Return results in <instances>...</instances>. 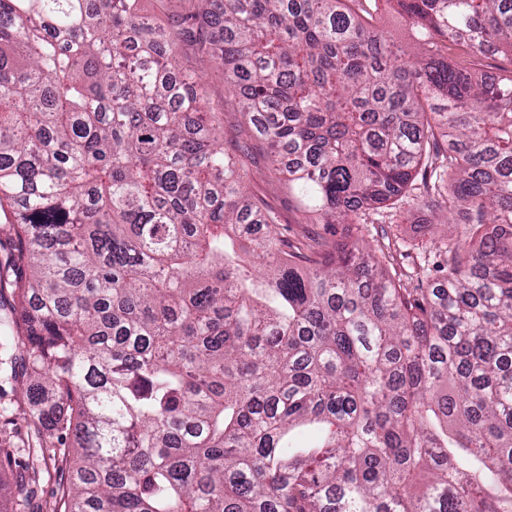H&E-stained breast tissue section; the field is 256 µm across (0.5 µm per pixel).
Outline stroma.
<instances>
[{
	"mask_svg": "<svg viewBox=\"0 0 512 512\" xmlns=\"http://www.w3.org/2000/svg\"><path fill=\"white\" fill-rule=\"evenodd\" d=\"M361 7L370 11L380 31L389 35L406 54H414L416 33L392 5L385 0H363ZM207 91L211 102L224 108L225 144L238 143L245 147L239 160L249 175V192L277 214L280 229L289 241L304 245L325 235L327 225L318 223L316 216L302 212L287 187L271 173L267 147L250 138L238 104L226 93L220 74L208 77ZM335 230L339 240L360 239L392 257L398 272L408 275L407 285L411 288L418 285L414 273L423 272L436 261L442 235L441 226L432 223L429 212L412 203L396 209L384 206L367 211L361 223L340 224ZM23 374L24 369L18 363L13 368L0 369V459L11 454L16 461L15 467L0 468V485L14 488L16 470H26L37 501L51 503L57 493L53 479L57 462L34 456L31 450L38 446H56L57 435L51 432L33 438L28 426L29 407L20 393Z\"/></svg>",
	"mask_w": 512,
	"mask_h": 512,
	"instance_id": "35a3bbf8",
	"label": "stroma"
}]
</instances>
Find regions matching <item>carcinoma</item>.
I'll return each instance as SVG.
<instances>
[{
    "mask_svg": "<svg viewBox=\"0 0 512 512\" xmlns=\"http://www.w3.org/2000/svg\"><path fill=\"white\" fill-rule=\"evenodd\" d=\"M140 2L0 0V347L65 432L52 512H512V0H393L413 61L349 0ZM212 69L319 223L422 175L434 277L292 246ZM188 5L187 0H145L144 2L147 12L164 23L171 14L184 10Z\"/></svg>",
    "mask_w": 512,
    "mask_h": 512,
    "instance_id": "obj_1",
    "label": "carcinoma"
}]
</instances>
